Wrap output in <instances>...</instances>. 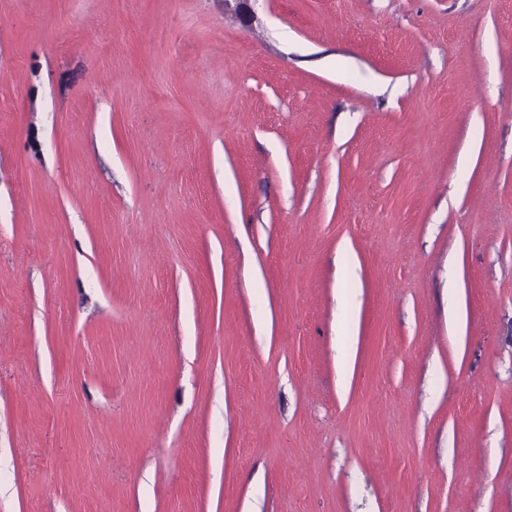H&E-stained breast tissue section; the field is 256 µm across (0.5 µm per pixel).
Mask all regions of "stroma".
Segmentation results:
<instances>
[{"label": "stroma", "mask_w": 512, "mask_h": 512, "mask_svg": "<svg viewBox=\"0 0 512 512\" xmlns=\"http://www.w3.org/2000/svg\"><path fill=\"white\" fill-rule=\"evenodd\" d=\"M0 0V512H512V0Z\"/></svg>", "instance_id": "1"}]
</instances>
